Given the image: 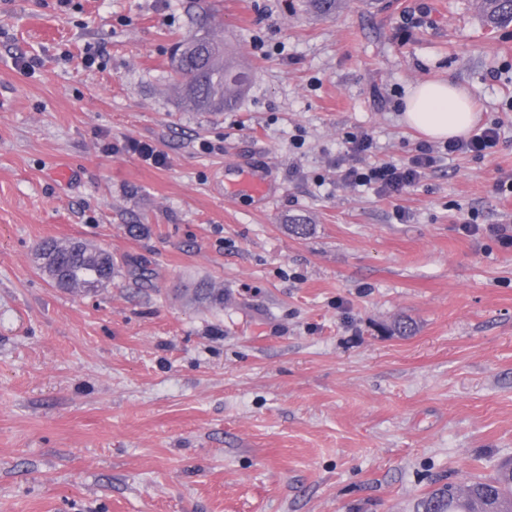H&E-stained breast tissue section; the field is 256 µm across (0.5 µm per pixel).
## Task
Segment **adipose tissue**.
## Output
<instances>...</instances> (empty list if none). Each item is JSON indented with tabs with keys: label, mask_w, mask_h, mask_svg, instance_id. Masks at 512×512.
<instances>
[{
	"label": "adipose tissue",
	"mask_w": 512,
	"mask_h": 512,
	"mask_svg": "<svg viewBox=\"0 0 512 512\" xmlns=\"http://www.w3.org/2000/svg\"><path fill=\"white\" fill-rule=\"evenodd\" d=\"M403 119L427 138L446 140L469 135L477 115L466 91L446 81H429L411 91Z\"/></svg>",
	"instance_id": "1"
}]
</instances>
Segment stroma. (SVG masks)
Instances as JSON below:
<instances>
[{
	"mask_svg": "<svg viewBox=\"0 0 512 512\" xmlns=\"http://www.w3.org/2000/svg\"><path fill=\"white\" fill-rule=\"evenodd\" d=\"M193 11L248 75L234 109L188 110L168 80ZM439 79L501 121L492 153L393 198L337 183L359 129L365 163L408 161L405 100ZM251 168L268 204L232 187ZM511 179L512 25L480 0H0V512H422L492 474L512 249L485 227L512 225ZM47 239L118 276L53 286ZM202 279L223 306L192 300ZM373 144L374 139L371 134L365 130H360L356 133L347 135L344 147L348 154L355 157H362L371 152Z\"/></svg>",
	"mask_w": 512,
	"mask_h": 512,
	"instance_id": "35a3bbf8",
	"label": "stroma"
}]
</instances>
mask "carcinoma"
Wrapping results in <instances>:
<instances>
[{"mask_svg":"<svg viewBox=\"0 0 512 512\" xmlns=\"http://www.w3.org/2000/svg\"><path fill=\"white\" fill-rule=\"evenodd\" d=\"M485 3L490 27L512 23V0ZM170 70L173 85L198 112L233 108L246 81L245 74L224 55V43L215 35L209 16L199 19L196 30L175 43ZM39 259L55 287L75 294L94 293L119 273L111 254L85 242L63 246L48 240L40 246ZM192 296L199 303L224 305V290L208 280L198 282ZM422 512H512V461L463 488L453 482L443 484L422 501Z\"/></svg>","mask_w":512,"mask_h":512,"instance_id":"obj_1","label":"carcinoma"}]
</instances>
